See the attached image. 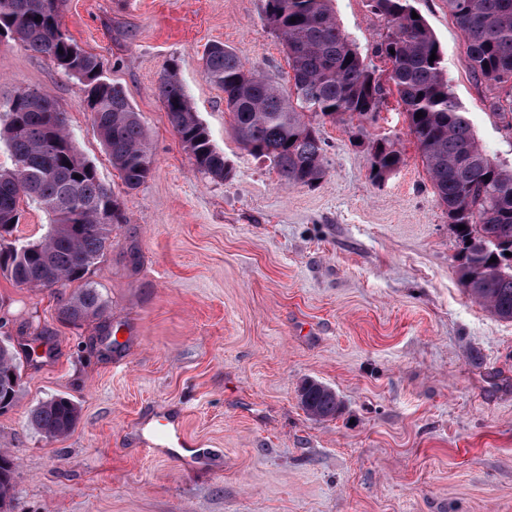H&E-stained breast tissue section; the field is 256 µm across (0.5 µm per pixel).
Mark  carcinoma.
<instances>
[{"mask_svg": "<svg viewBox=\"0 0 512 512\" xmlns=\"http://www.w3.org/2000/svg\"><path fill=\"white\" fill-rule=\"evenodd\" d=\"M329 2L265 0L264 19L288 56L291 92L247 67L222 42L209 44L203 55L206 78L224 90L236 141L269 160L290 186H314L325 176V142L307 114L334 122L354 116L375 122L384 95L383 83L343 33ZM446 2L476 77L508 88L491 107L512 128V0ZM62 3L0 0V39L51 59L83 83L93 128L125 188L136 190L154 169L139 114L123 90L104 78L101 60L63 32ZM371 7L387 22L375 53L390 63L387 81L396 88L410 135L462 243L459 279L475 301L512 321V168L485 153L448 88L438 41L423 17L412 18L411 0H371ZM158 95L198 170L216 181L226 179L230 169L224 154L211 144L178 79L177 65L160 78ZM418 113L423 117H416ZM1 142L12 154L13 167L0 169V273L32 289L83 280L112 247V230L120 219L114 193L80 157L66 114L44 93L19 91L6 103L0 113ZM368 144L375 148L370 178L381 185L404 165V156L389 136H376ZM25 199L40 205L51 224L41 240L17 246L7 237L19 224ZM461 224L465 229H458ZM104 310L101 294L85 284L59 304L56 319L77 326ZM19 391L16 354L0 350V413L13 408ZM299 399L319 421L335 418L340 410L336 392L322 384L304 382ZM78 420L77 405L57 396L39 404L30 423L43 437L58 439L69 435ZM15 469V459L1 450L0 512H7Z\"/></svg>", "mask_w": 512, "mask_h": 512, "instance_id": "1", "label": "carcinoma"}]
</instances>
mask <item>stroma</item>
<instances>
[{"label":"stroma","mask_w":512,"mask_h":512,"mask_svg":"<svg viewBox=\"0 0 512 512\" xmlns=\"http://www.w3.org/2000/svg\"><path fill=\"white\" fill-rule=\"evenodd\" d=\"M443 52L448 85L488 156L512 167L499 88L475 77L446 0H413ZM342 31L378 74L387 31L368 0H331ZM62 29L97 55L139 112L155 157L126 190L97 139L82 84L50 59L0 42V102L49 94L78 153L120 202L112 246L86 281L106 302L78 326L55 312L72 286L31 290L0 275V342L45 332L50 358H20L0 448L15 458L11 512H512V321L473 301L460 244L386 87L367 133L397 139L405 163L384 185L346 125L320 120L324 178L288 186L231 133L202 54L220 41L247 66L292 72L264 0H65ZM223 153L217 182L193 165L156 86L169 64ZM335 390L312 419L298 390ZM64 395L80 408L58 440L29 423ZM178 415L209 465L139 444ZM304 382L299 389V399L303 409L315 420L333 419L340 410V401L336 392L325 385H313Z\"/></svg>","instance_id":"35a3bbf8"}]
</instances>
